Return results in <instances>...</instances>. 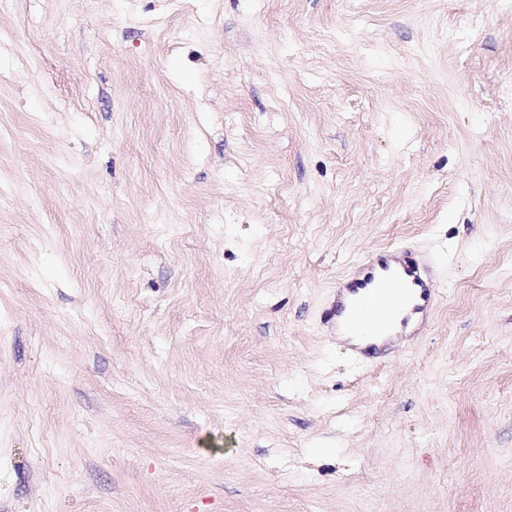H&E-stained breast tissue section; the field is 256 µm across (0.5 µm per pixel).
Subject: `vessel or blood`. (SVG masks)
I'll list each match as a JSON object with an SVG mask.
<instances>
[{"label": "vessel or blood", "mask_w": 512, "mask_h": 512, "mask_svg": "<svg viewBox=\"0 0 512 512\" xmlns=\"http://www.w3.org/2000/svg\"><path fill=\"white\" fill-rule=\"evenodd\" d=\"M337 290L351 297L345 331L358 339V355L377 354L378 329L397 315L423 314L435 301V287L423 277L419 264L395 252L367 257Z\"/></svg>", "instance_id": "b4317fda"}]
</instances>
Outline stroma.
Instances as JSON below:
<instances>
[{"instance_id":"stroma-1","label":"stroma","mask_w":512,"mask_h":512,"mask_svg":"<svg viewBox=\"0 0 512 512\" xmlns=\"http://www.w3.org/2000/svg\"><path fill=\"white\" fill-rule=\"evenodd\" d=\"M0 512H512V0H11ZM390 262L396 267L391 269ZM420 264L401 257L397 252L373 254L363 260L355 274L336 288L337 295L352 296L345 331L365 343L349 345L358 355H374L395 347L396 340L378 346L371 342L380 327L404 313L403 324L414 315L429 310L435 301V287L425 279ZM344 285H343V284Z\"/></svg>"}]
</instances>
